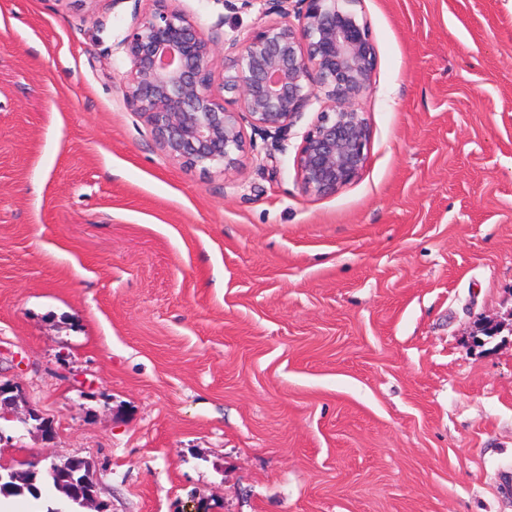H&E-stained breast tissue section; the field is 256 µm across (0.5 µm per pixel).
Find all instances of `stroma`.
<instances>
[{
	"mask_svg": "<svg viewBox=\"0 0 512 512\" xmlns=\"http://www.w3.org/2000/svg\"><path fill=\"white\" fill-rule=\"evenodd\" d=\"M152 7L0 0V465L83 458L108 512H512V0H357L367 160L326 197L315 104L232 169L160 149L116 49Z\"/></svg>",
	"mask_w": 512,
	"mask_h": 512,
	"instance_id": "1",
	"label": "stroma"
}]
</instances>
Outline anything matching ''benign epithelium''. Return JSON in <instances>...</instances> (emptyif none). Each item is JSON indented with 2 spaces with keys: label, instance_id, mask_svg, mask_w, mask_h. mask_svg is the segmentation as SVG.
<instances>
[{
  "label": "benign epithelium",
  "instance_id": "benign-epithelium-1",
  "mask_svg": "<svg viewBox=\"0 0 512 512\" xmlns=\"http://www.w3.org/2000/svg\"><path fill=\"white\" fill-rule=\"evenodd\" d=\"M134 13L118 48L130 60L125 95L145 115L160 148L171 158L207 170L231 168L248 150L244 124L280 144L298 115L321 102L295 155L300 187L325 197L356 180L367 160L368 126L360 101L372 89L375 48L367 23L351 6L358 0H241L281 15L251 36L224 40L222 92L213 89L214 46L182 12L152 0ZM80 478L63 475L67 499L87 507L97 478L88 462L71 458Z\"/></svg>",
  "mask_w": 512,
  "mask_h": 512
}]
</instances>
